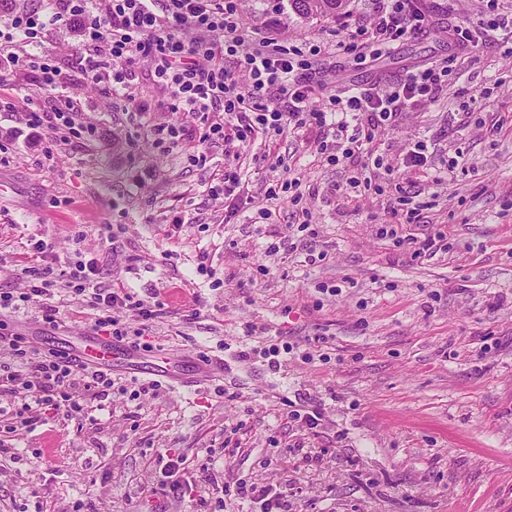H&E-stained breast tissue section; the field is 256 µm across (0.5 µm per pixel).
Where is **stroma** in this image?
Here are the masks:
<instances>
[{
  "label": "stroma",
  "mask_w": 512,
  "mask_h": 512,
  "mask_svg": "<svg viewBox=\"0 0 512 512\" xmlns=\"http://www.w3.org/2000/svg\"><path fill=\"white\" fill-rule=\"evenodd\" d=\"M431 26L393 45L374 71H353L345 55L315 64L311 101L327 109L336 76L393 83L407 71L447 60L451 83L382 129L372 152V186H346L351 170L323 162L317 148L332 132L252 142L240 170L254 199L265 182L301 177L297 190L267 202L273 216L243 210L224 221L218 186L220 144L185 140L156 149L149 126L191 124L165 90L135 65L128 106L82 70L86 52L74 31L55 26L47 45L78 97L92 140L71 139L43 158L50 129L28 133L25 114L40 96L31 74L6 84L12 108L0 112V289L27 286L29 267L49 264L65 276L97 259L102 287L155 302L142 322L114 315L128 332L146 329L166 351L224 361L220 381L191 390H136L146 374L121 377V389L87 400L84 418L48 414L31 430L0 435V512H259L246 500L220 506L218 486L247 479L293 488L292 512H512V55L487 43L451 55L448 26L476 19L482 0H423ZM256 36L336 41V19L294 13L288 0H239ZM433 155L427 172L400 163L409 143ZM459 165L441 184L446 159ZM416 194L429 223L422 238L447 246L417 258L380 227L393 223L400 197ZM179 223H172V216ZM310 231H302V222ZM82 225V240L73 237ZM296 225V251L269 247ZM41 241L44 253L31 245ZM319 262H309V254ZM337 287V295L320 286ZM65 323L51 329L36 310L0 315L10 330L35 325V345L65 350L90 332L85 297L55 291ZM298 351L272 370L262 354L270 338ZM321 348L326 361L300 352ZM249 359H241V352ZM321 404L319 435L287 415L289 404ZM209 459L191 492L158 490L147 458L166 449Z\"/></svg>",
  "instance_id": "1"
}]
</instances>
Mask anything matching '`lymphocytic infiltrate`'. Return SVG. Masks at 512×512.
I'll list each match as a JSON object with an SVG mask.
<instances>
[{"label":"lymphocytic infiltrate","mask_w":512,"mask_h":512,"mask_svg":"<svg viewBox=\"0 0 512 512\" xmlns=\"http://www.w3.org/2000/svg\"><path fill=\"white\" fill-rule=\"evenodd\" d=\"M485 2L484 16L475 25L449 27L460 51L478 47L499 31H512V12L504 0ZM75 21L87 50L84 70L92 82L106 84L116 99L125 100L132 64L147 62L153 81L167 90L171 109L196 116L199 143L224 141L237 160L258 137L330 124L336 128L335 140L318 148L324 162L358 165L383 127L394 125L417 102L435 99L447 88L450 74L447 61L437 60L395 83L346 82L331 98L330 111L309 107L317 57L336 51L357 68L373 66L398 40L426 32L429 17L420 0H372L361 23L348 17L339 22V31L350 39L333 46L255 38L241 18L238 0H39L37 8L16 13L0 30V81L30 69L41 90H57L61 71L44 35L57 24ZM24 44L29 47L25 53L20 50ZM229 60L234 63L230 69L225 66ZM81 110L80 100L61 96L50 109L29 110L26 125L37 130L46 117H53L57 139L66 142L81 135L76 126ZM100 273L94 260L81 264L70 280L48 265L31 270L23 292L0 291V311L35 308L44 325L59 328L63 319L50 299L54 288L62 287L87 297L97 312L95 328L123 341L128 334L114 310H133L147 321L155 315L153 305L120 289L98 287ZM0 346L17 363L16 369L0 372V395L16 404L6 433L32 428L49 411L81 415L88 394H103L115 385L110 373L88 370L66 352L40 349L20 334L0 336Z\"/></svg>","instance_id":"1"}]
</instances>
